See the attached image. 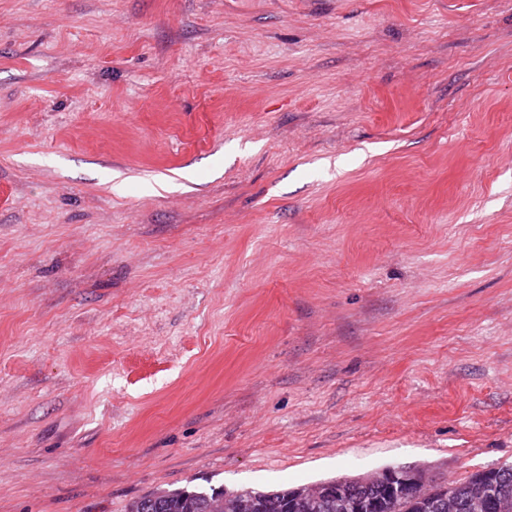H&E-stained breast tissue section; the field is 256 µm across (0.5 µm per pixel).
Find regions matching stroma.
Instances as JSON below:
<instances>
[{
    "label": "stroma",
    "instance_id": "1",
    "mask_svg": "<svg viewBox=\"0 0 512 512\" xmlns=\"http://www.w3.org/2000/svg\"><path fill=\"white\" fill-rule=\"evenodd\" d=\"M512 463V0H0V512Z\"/></svg>",
    "mask_w": 512,
    "mask_h": 512
}]
</instances>
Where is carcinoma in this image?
I'll use <instances>...</instances> for the list:
<instances>
[{"mask_svg": "<svg viewBox=\"0 0 512 512\" xmlns=\"http://www.w3.org/2000/svg\"><path fill=\"white\" fill-rule=\"evenodd\" d=\"M493 481L512 495V466L492 468ZM350 500L360 512H441L439 499L430 491L406 498L394 497L379 488L365 486L354 478L345 479ZM249 499L253 512H341L336 500L312 503L296 495V488L261 492L241 490L228 494L224 488L177 489L148 492L127 505L126 512H238L240 500Z\"/></svg>", "mask_w": 512, "mask_h": 512, "instance_id": "1", "label": "carcinoma"}]
</instances>
